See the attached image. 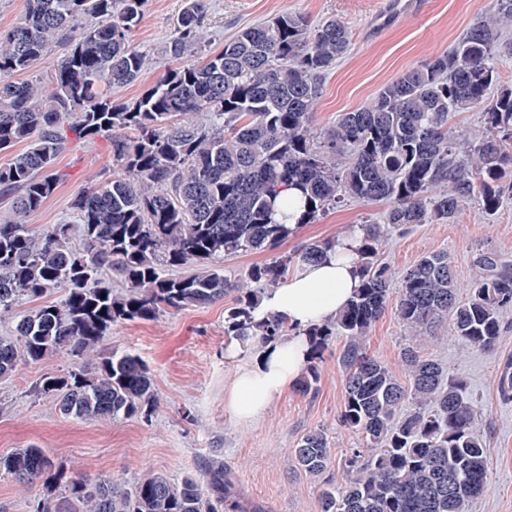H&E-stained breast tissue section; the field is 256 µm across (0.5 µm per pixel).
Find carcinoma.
I'll return each instance as SVG.
<instances>
[{
	"instance_id": "1",
	"label": "carcinoma",
	"mask_w": 512,
	"mask_h": 512,
	"mask_svg": "<svg viewBox=\"0 0 512 512\" xmlns=\"http://www.w3.org/2000/svg\"><path fill=\"white\" fill-rule=\"evenodd\" d=\"M146 2L27 0L23 21L0 33V152L27 143L0 166V195L13 197L14 210L0 224V313L15 317L13 336L0 337V379L54 353L91 356L92 370L45 376L34 393L55 397L68 417L149 421L159 406L151 374L140 357L102 348L112 327L231 295L224 335L244 346L273 342L288 326L274 315L255 320L263 296L335 251L338 239L253 265L246 286L215 259L271 250L345 201L388 203L381 221L363 225L353 250L361 280L353 300L305 331V391L319 380L324 350L345 337L340 423L363 440L345 461L346 478L324 482L319 512H468L489 488V458L465 384L412 346L402 352L404 383L368 354L366 342L393 296L412 336L475 350L493 349L501 336L502 314L512 308L511 259L480 253L475 276L462 286L448 252H432L403 271L395 288L378 251L398 227L454 222L467 200L495 212L512 199V88L495 89L512 59V39L504 36L512 0H492L448 52L405 70L366 106L320 131L313 119L323 78L352 43L344 21L314 25L283 13L188 63L186 50L206 42V0H184L163 48L174 66L135 99H114L112 87L138 81L152 60L133 45ZM58 43L68 50L50 86L16 80ZM472 111L480 113L479 129H457L453 119ZM70 132L108 140L118 168L112 180L74 197L77 247L70 224L27 223L57 188L53 168ZM187 264L201 271L169 274ZM105 270L122 287L112 288ZM54 288L66 290L60 303L15 312L19 300ZM445 326L447 337L439 334ZM497 385L502 400L512 401V362ZM292 452L312 477L333 468L321 429L303 434ZM1 472L40 486L32 512L239 509L221 454L176 481L146 473L129 483L72 477L31 446L0 455Z\"/></svg>"
}]
</instances>
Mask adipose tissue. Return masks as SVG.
<instances>
[{
  "label": "adipose tissue",
  "mask_w": 512,
  "mask_h": 512,
  "mask_svg": "<svg viewBox=\"0 0 512 512\" xmlns=\"http://www.w3.org/2000/svg\"><path fill=\"white\" fill-rule=\"evenodd\" d=\"M363 230L353 225L335 254L306 264L272 291L260 310L280 315L288 332L279 340L257 346L253 364L242 368L224 395V405L237 418H260L272 399L288 391L306 364L307 328L334 316L359 285L352 247Z\"/></svg>",
  "instance_id": "ef3b65f1"
}]
</instances>
